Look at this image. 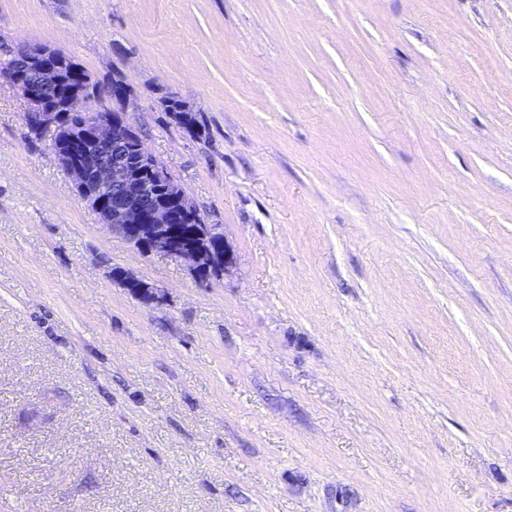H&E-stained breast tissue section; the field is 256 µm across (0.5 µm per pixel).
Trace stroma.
<instances>
[{
    "instance_id": "35a3bbf8",
    "label": "stroma",
    "mask_w": 512,
    "mask_h": 512,
    "mask_svg": "<svg viewBox=\"0 0 512 512\" xmlns=\"http://www.w3.org/2000/svg\"><path fill=\"white\" fill-rule=\"evenodd\" d=\"M24 42L234 262L113 237L0 79V512H512V0H0Z\"/></svg>"
}]
</instances>
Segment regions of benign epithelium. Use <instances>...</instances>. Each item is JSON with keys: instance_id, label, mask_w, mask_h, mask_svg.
<instances>
[{"instance_id": "1", "label": "benign epithelium", "mask_w": 512, "mask_h": 512, "mask_svg": "<svg viewBox=\"0 0 512 512\" xmlns=\"http://www.w3.org/2000/svg\"><path fill=\"white\" fill-rule=\"evenodd\" d=\"M15 63L0 69L29 103L25 121L39 131L57 132L50 145L54 161L71 178L77 200L100 215L112 235L143 254L162 253L184 262L200 280L233 262L219 225L207 224L182 186L143 146L121 112L85 113L83 92L90 78L67 66L66 54L42 44H20ZM141 301L156 289L122 271Z\"/></svg>"}]
</instances>
